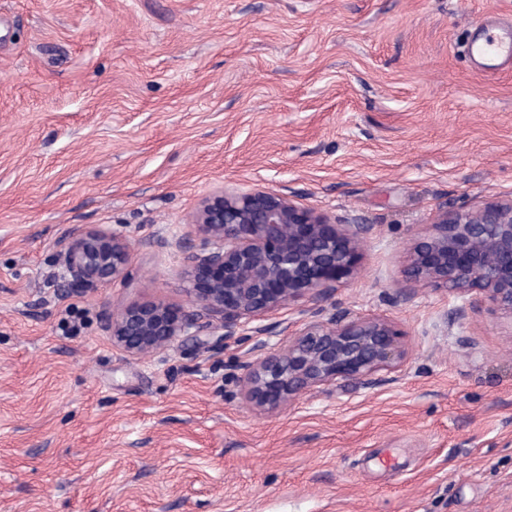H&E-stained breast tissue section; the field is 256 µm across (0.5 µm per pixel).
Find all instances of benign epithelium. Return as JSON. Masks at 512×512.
Here are the masks:
<instances>
[{
    "instance_id": "1",
    "label": "benign epithelium",
    "mask_w": 512,
    "mask_h": 512,
    "mask_svg": "<svg viewBox=\"0 0 512 512\" xmlns=\"http://www.w3.org/2000/svg\"><path fill=\"white\" fill-rule=\"evenodd\" d=\"M193 223L195 238L181 248L195 308L129 305L104 324L112 343L139 355L211 327L223 339L260 336L241 364L239 384L242 400L267 414L338 378L368 389L378 373L398 367L405 351L393 321L326 307L336 278L355 273L372 225L334 224L287 195L224 188L201 200ZM57 248L64 288L90 291L127 277L131 243L121 230L78 229ZM401 274L399 294L406 298L432 288L512 319V198L437 211L430 231L409 248ZM299 300L308 303L300 328L284 345H270L265 337L277 335L276 327L261 320Z\"/></svg>"
}]
</instances>
